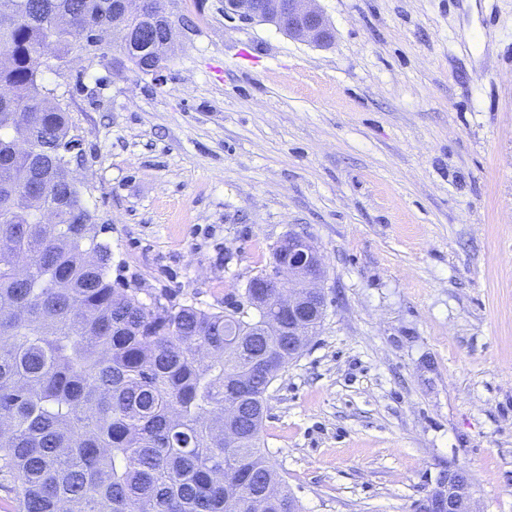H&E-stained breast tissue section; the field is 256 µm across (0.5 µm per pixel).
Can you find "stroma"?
Returning a JSON list of instances; mask_svg holds the SVG:
<instances>
[{
    "label": "stroma",
    "mask_w": 512,
    "mask_h": 512,
    "mask_svg": "<svg viewBox=\"0 0 512 512\" xmlns=\"http://www.w3.org/2000/svg\"><path fill=\"white\" fill-rule=\"evenodd\" d=\"M316 5L324 46L176 0L162 75L44 72L110 276L220 312L307 237L326 315L262 431L304 512H412L449 465L512 512V0Z\"/></svg>",
    "instance_id": "stroma-1"
}]
</instances>
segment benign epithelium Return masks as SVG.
<instances>
[{
  "instance_id": "benign-epithelium-1",
  "label": "benign epithelium",
  "mask_w": 512,
  "mask_h": 512,
  "mask_svg": "<svg viewBox=\"0 0 512 512\" xmlns=\"http://www.w3.org/2000/svg\"><path fill=\"white\" fill-rule=\"evenodd\" d=\"M315 0H224V14L241 20L271 23L288 34L316 45L333 38V29ZM277 258L268 270L249 281L250 296L257 305L267 299L266 289H275L277 307L288 313V329L265 318L278 335L304 336L317 323L325 296L318 283L324 276L321 256L307 239L290 234L276 246ZM440 494L430 498L420 512H477L470 475L461 468L444 471L436 486Z\"/></svg>"
}]
</instances>
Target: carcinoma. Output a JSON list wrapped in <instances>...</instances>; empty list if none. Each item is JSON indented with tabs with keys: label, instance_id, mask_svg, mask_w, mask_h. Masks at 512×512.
I'll return each mask as SVG.
<instances>
[{
	"label": "carcinoma",
	"instance_id": "1",
	"mask_svg": "<svg viewBox=\"0 0 512 512\" xmlns=\"http://www.w3.org/2000/svg\"><path fill=\"white\" fill-rule=\"evenodd\" d=\"M147 26L120 54L142 72L169 59L165 19L129 0H0V474L17 512H299L260 448L264 403L292 357L288 337L247 335L258 311L147 304L112 286V252L66 180L67 107L42 82L75 48L106 57L93 30ZM58 223L39 222V208ZM28 279L16 275L19 259ZM239 406L242 438L224 447Z\"/></svg>",
	"mask_w": 512,
	"mask_h": 512
}]
</instances>
